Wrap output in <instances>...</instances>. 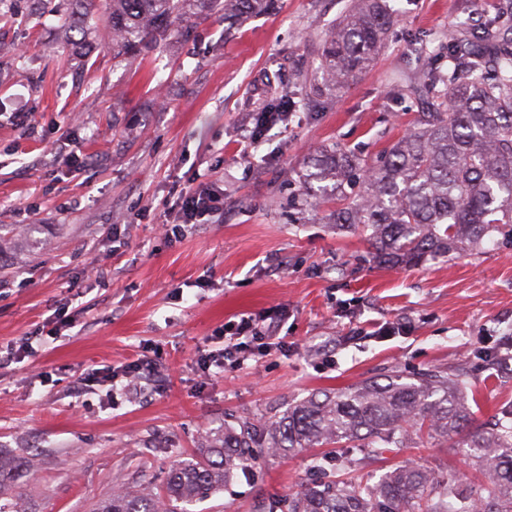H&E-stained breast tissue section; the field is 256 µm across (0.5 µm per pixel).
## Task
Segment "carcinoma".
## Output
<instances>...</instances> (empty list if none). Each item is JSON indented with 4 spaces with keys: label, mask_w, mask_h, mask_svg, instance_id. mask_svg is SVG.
Masks as SVG:
<instances>
[{
    "label": "carcinoma",
    "mask_w": 512,
    "mask_h": 512,
    "mask_svg": "<svg viewBox=\"0 0 512 512\" xmlns=\"http://www.w3.org/2000/svg\"><path fill=\"white\" fill-rule=\"evenodd\" d=\"M44 8L68 38L71 15L52 0ZM267 0H107L112 50L138 55L171 28L187 36L199 11L220 14L231 27L261 12ZM512 0L493 18L463 23L446 44L448 67L432 66L421 85L445 97V109L424 112L376 161L340 149L312 155L299 191L336 200L330 220L361 230L373 262L411 265L428 255L448 257L488 243H512ZM396 15L382 0H354L326 36L316 72L335 90L366 69ZM304 105L278 98L253 115L263 130ZM468 382L433 370L411 378L398 372L345 391L318 392L270 422L265 433L248 423L205 438L206 452L179 460L162 490L139 495L122 487L97 512H190L187 505L218 491L248 465L251 449L288 456L303 448L355 444L359 454L312 458L325 480L288 500V512H512V405L489 428L471 427ZM444 437L486 481L462 489L408 463L377 482L343 478L412 436ZM23 461L0 453V486Z\"/></svg>",
    "instance_id": "obj_1"
}]
</instances>
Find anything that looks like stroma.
<instances>
[{
	"mask_svg": "<svg viewBox=\"0 0 512 512\" xmlns=\"http://www.w3.org/2000/svg\"><path fill=\"white\" fill-rule=\"evenodd\" d=\"M350 2L274 0L230 31L211 16L128 60L98 37L61 40L32 0H0V225L14 227L0 245V450L31 465L0 496L92 512L118 487L155 493L207 432L393 370L464 367L478 425L512 404V246L379 266L360 232L327 223L334 202L289 203L314 151L376 159L436 108L411 76L447 64L449 36L500 0H386L399 18L372 66L332 99L311 96L301 77ZM274 88L311 101L243 152L238 130ZM201 183L223 189V223L166 239L172 204ZM279 309L277 346L240 371H201L225 323ZM61 313L79 324L50 338ZM138 353L156 375L111 397L113 368ZM311 455L260 454L195 512H265L317 480ZM408 461L478 478L434 439L360 476Z\"/></svg>",
	"mask_w": 512,
	"mask_h": 512,
	"instance_id": "1",
	"label": "stroma"
}]
</instances>
